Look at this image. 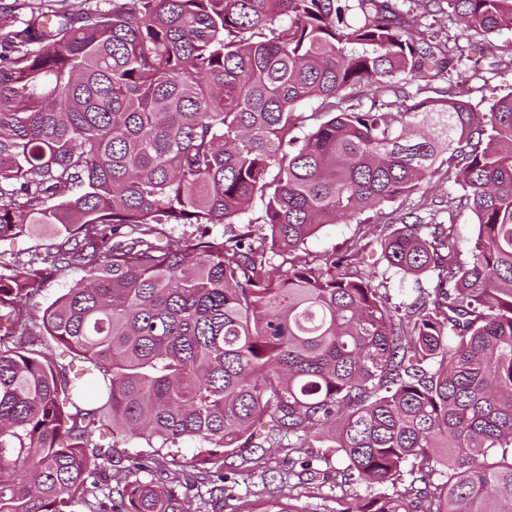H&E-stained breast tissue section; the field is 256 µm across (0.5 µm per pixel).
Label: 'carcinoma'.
<instances>
[{"label": "carcinoma", "instance_id": "1", "mask_svg": "<svg viewBox=\"0 0 512 512\" xmlns=\"http://www.w3.org/2000/svg\"><path fill=\"white\" fill-rule=\"evenodd\" d=\"M402 2L112 0L0 36V240L54 234L0 272V512H189L224 497L222 455L166 476L189 441L286 447L336 512H512V92L473 123L453 90L481 47L423 23L512 32V0ZM435 175L478 224L466 262ZM414 194L375 239L387 268L436 274L400 306L356 241L275 263ZM69 269L42 327L77 370L23 315Z\"/></svg>", "mask_w": 512, "mask_h": 512}]
</instances>
